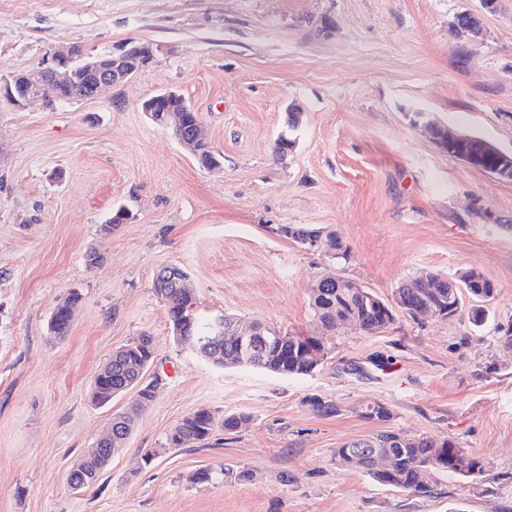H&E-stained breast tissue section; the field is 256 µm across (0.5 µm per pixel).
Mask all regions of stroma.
<instances>
[{"instance_id":"stroma-1","label":"stroma","mask_w":512,"mask_h":512,"mask_svg":"<svg viewBox=\"0 0 512 512\" xmlns=\"http://www.w3.org/2000/svg\"><path fill=\"white\" fill-rule=\"evenodd\" d=\"M484 32L457 36L463 11ZM126 40L164 53L105 96L0 104V512H512V181L441 149L435 121L512 153V0H0V78L59 48ZM171 89L221 156L203 167L141 108ZM303 108L292 150L275 140ZM130 218L105 231L113 211ZM295 224L339 236L337 258L285 237ZM101 260L89 264L86 255ZM183 268L201 317L262 321L322 337L311 375L219 368L172 335L156 269ZM476 269L488 319L398 315L373 334L326 330L311 290L325 275L392 300L400 281ZM66 335L48 329L69 292ZM152 338L162 382L90 487L66 477L134 392L95 406L113 350ZM334 401L312 412L305 398ZM379 401L388 422L362 418ZM249 415L205 444L171 448L186 414ZM395 429L449 437L488 464L494 494L434 473L420 499L336 466L345 442ZM158 454L139 466L141 454ZM249 469L252 482L200 470Z\"/></svg>"}]
</instances>
